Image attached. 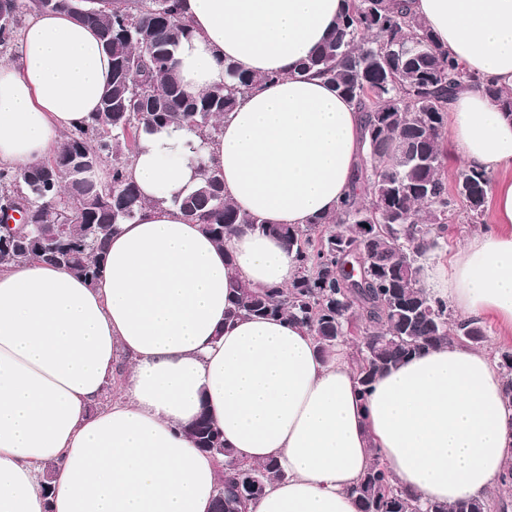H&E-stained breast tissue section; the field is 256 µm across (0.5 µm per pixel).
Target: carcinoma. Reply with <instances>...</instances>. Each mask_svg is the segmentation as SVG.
Instances as JSON below:
<instances>
[{
    "instance_id": "carcinoma-1",
    "label": "carcinoma",
    "mask_w": 512,
    "mask_h": 512,
    "mask_svg": "<svg viewBox=\"0 0 512 512\" xmlns=\"http://www.w3.org/2000/svg\"><path fill=\"white\" fill-rule=\"evenodd\" d=\"M36 7L33 0H12L11 23L0 26L1 48L14 40L20 15ZM72 15L97 29L112 60L111 79L94 122L66 134L52 157L21 174L0 168V213L25 209L29 216L20 233L0 220V266L35 260L93 282L112 231L134 221L143 206L127 175L142 142L183 127L204 140L213 137L237 97L261 79L227 62L229 83L187 93L169 66L181 40L190 37L178 0H92ZM310 72L364 113L369 166L354 175L352 190L335 214L302 227L266 224L232 206L224 197L221 172L203 163L196 185L174 196L172 203L220 246L243 227L281 239L297 277L284 289L235 285L238 295L225 316L289 317L309 329L324 356L345 336L348 322H356L357 384L365 395L378 375L417 352L452 338L473 345L484 341L485 329L475 319L459 320L450 331L448 304L424 289L417 259L445 239L457 201L465 204L468 223H484L491 177L464 170L459 181L477 183L479 193L448 194L443 145L448 101L468 76L439 48L425 22L404 6L393 0H351L336 32L297 66L298 76ZM485 91L501 112L512 116L511 94L493 86ZM411 152L425 163L398 166ZM88 153L101 165L111 163L109 180L75 170L61 186L55 169ZM368 231L372 240L360 253L354 246ZM360 259L363 274L358 277L346 266L355 268ZM498 366L504 397L512 403L511 348L499 352ZM188 434L196 447L211 448L218 429L203 411ZM214 456L219 458L218 483L224 484V498H215L214 512H245L252 498L239 497L237 487L253 478L265 486L283 477L271 461L240 462L228 448ZM353 493L359 512H416L415 498L395 485L379 461ZM495 505L492 499H461L451 506L431 502L427 512H491Z\"/></svg>"
}]
</instances>
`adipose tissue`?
Wrapping results in <instances>:
<instances>
[{"instance_id": "1", "label": "adipose tissue", "mask_w": 512, "mask_h": 512, "mask_svg": "<svg viewBox=\"0 0 512 512\" xmlns=\"http://www.w3.org/2000/svg\"><path fill=\"white\" fill-rule=\"evenodd\" d=\"M479 82L448 103L467 168L512 169V0H406ZM192 31L171 68L188 93L224 85L225 62L260 77L201 145L146 139L127 173L146 204L112 233L95 283L25 261L0 269V512H213L218 469L188 434L208 412L234 459L283 479L249 512H358L353 486L381 460L423 502L485 500L512 462V405L490 354L456 341L412 355L360 395L348 345L322 356L304 325L227 320L231 281L285 288L283 242L242 229L217 245L166 199L197 164L268 224L334 213L364 154L362 115L298 63L331 35L345 0H180ZM98 32L65 10H32L0 65V165L22 169L90 123L111 78ZM496 228L450 262L426 252L422 282L462 318L512 330V179L494 182ZM117 392L100 399L106 382ZM55 465L50 490L40 475Z\"/></svg>"}]
</instances>
